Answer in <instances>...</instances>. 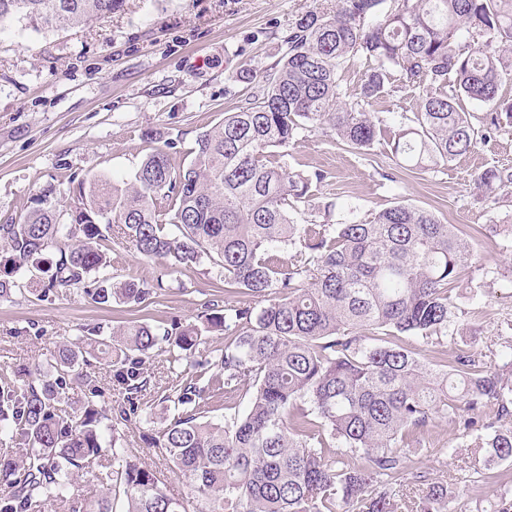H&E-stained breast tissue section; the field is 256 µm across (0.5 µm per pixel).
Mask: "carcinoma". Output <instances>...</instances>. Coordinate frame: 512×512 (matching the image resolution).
<instances>
[{"mask_svg":"<svg viewBox=\"0 0 512 512\" xmlns=\"http://www.w3.org/2000/svg\"><path fill=\"white\" fill-rule=\"evenodd\" d=\"M119 2L0 0V31L20 22L35 31L78 28ZM357 55L374 62L363 99L383 96L394 79L443 88L392 138V153L413 167L447 164L512 114L499 98L512 77V0H340L331 14L298 20L288 52L238 111L200 133L188 164L155 148L127 181L74 175L65 211L49 184L19 222L0 224V298L25 276L38 297L81 287L99 305L142 304L147 286L112 282L115 237L171 268L206 259L224 294L254 299L211 300L199 325L134 320L112 332L115 424L142 415L153 387L146 363L159 344L176 347L178 360L206 344L202 331L228 333L224 348L197 365L217 369L213 385L229 414L203 415L210 384L181 376L164 396L176 414L146 440L193 479L199 505L170 497L117 431L105 440L102 391L88 371L99 341L80 336L56 346L35 380L20 387L0 376V437L31 447L0 458V484L11 489L0 512L48 503L55 512H114L119 499L123 512H448V484H432L416 502L399 482L412 470L403 448L439 416L484 450L489 477L512 462V427L469 416L490 402L498 419L512 418V359L492 369L466 351L433 360L402 343L454 342L463 333L452 291L473 264L466 230L405 201L334 229L295 220L326 180L321 170L288 167L284 149L299 133L327 125L359 151L381 134L371 113L338 105L344 64ZM465 99L486 108L482 125L464 111ZM475 185L494 203L512 192V169L487 168ZM285 248L294 250L288 264L273 254ZM52 252L55 265L43 267ZM74 382L90 386L76 407L65 403ZM109 453L120 465L108 492L74 481Z\"/></svg>","mask_w":512,"mask_h":512,"instance_id":"cac0c4a2","label":"carcinoma"}]
</instances>
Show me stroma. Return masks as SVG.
I'll return each mask as SVG.
<instances>
[{"label":"stroma","instance_id":"1","mask_svg":"<svg viewBox=\"0 0 512 512\" xmlns=\"http://www.w3.org/2000/svg\"><path fill=\"white\" fill-rule=\"evenodd\" d=\"M338 0H122L109 17L77 29L36 32L15 24L0 33V224L23 216L47 184L70 174L129 179L152 148L189 162L200 132L236 111L254 87L244 71L264 74L288 50V29L306 12H334ZM429 83L395 86L385 96L359 102L385 129L410 123ZM154 131L153 143L141 135ZM289 166L326 172L327 180L302 224H340L367 219L398 201L433 212L442 223L486 225L473 237L471 283L455 289L461 323L471 332L458 343L427 346L440 357L460 347L491 367L504 364L512 343V193L492 204L475 189L478 172L512 167V124L503 123L475 148L435 169L400 164L386 139L366 151L340 144L331 129L300 134L288 150ZM115 280L148 284L140 307L102 306L82 290L41 299L16 293L0 299V372L23 383L35 363L62 342L98 328L108 339L115 326L140 320L164 328L172 320L196 321L212 299L225 295L215 269L204 262L173 270L114 242ZM186 362L172 363L155 349L148 368L154 387L143 400L146 418L119 425L141 461L158 466L143 437L168 418L162 401ZM407 455L427 482H446L455 492L452 512H497L501 480L481 472L482 455L451 420L434 418L409 443Z\"/></svg>","mask_w":512,"mask_h":512}]
</instances>
